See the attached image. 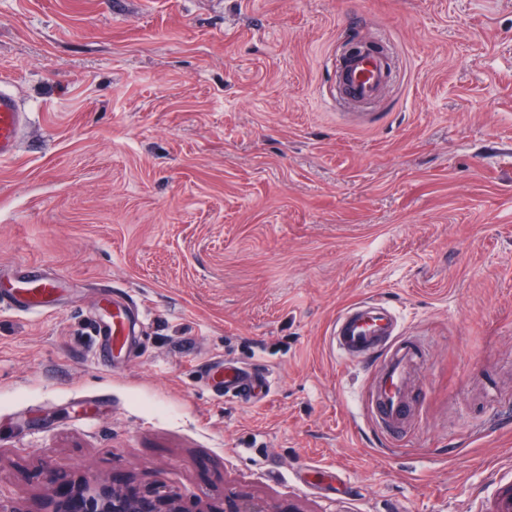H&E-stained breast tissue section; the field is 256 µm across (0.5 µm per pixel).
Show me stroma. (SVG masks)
Returning <instances> with one entry per match:
<instances>
[{
  "mask_svg": "<svg viewBox=\"0 0 512 512\" xmlns=\"http://www.w3.org/2000/svg\"><path fill=\"white\" fill-rule=\"evenodd\" d=\"M394 79L342 124L351 43ZM0 84L29 121L0 165V497L42 458L189 499L302 512H500L512 491V0H0ZM134 343L95 326L107 297ZM391 305L423 354L407 437L362 397L378 361L329 330ZM271 374L257 404L206 374ZM15 288L10 304L27 312L41 309L51 303L57 294L59 281L39 264H23L14 269ZM104 312L100 326L104 325L107 328L115 346L123 347L131 334L135 320L139 317L138 310L117 301L112 296V306L104 308Z\"/></svg>",
  "mask_w": 512,
  "mask_h": 512,
  "instance_id": "stroma-1",
  "label": "stroma"
}]
</instances>
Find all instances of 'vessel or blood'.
I'll return each mask as SVG.
<instances>
[{
	"instance_id": "1",
	"label": "vessel or blood",
	"mask_w": 512,
	"mask_h": 512,
	"mask_svg": "<svg viewBox=\"0 0 512 512\" xmlns=\"http://www.w3.org/2000/svg\"><path fill=\"white\" fill-rule=\"evenodd\" d=\"M344 76L353 99L367 103L376 99L393 81L394 71L381 53L370 50L350 58ZM26 123L27 114L17 98L0 88L1 164L15 157ZM14 276L12 306L33 312L54 300L59 281L41 265L15 267ZM138 317V310L118 301L106 307L102 323L114 345L126 344ZM329 341L332 350L347 360L377 352L384 354L382 367L373 376L368 389V405L374 421L391 442L401 441L407 433L410 416L408 382L420 353L403 339L396 310L372 300L354 303L333 323ZM271 387L269 373L249 371L230 362L224 365L223 389L226 392L246 390L259 401L269 395Z\"/></svg>"
}]
</instances>
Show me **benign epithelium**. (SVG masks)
I'll return each instance as SVG.
<instances>
[{
  "mask_svg": "<svg viewBox=\"0 0 512 512\" xmlns=\"http://www.w3.org/2000/svg\"><path fill=\"white\" fill-rule=\"evenodd\" d=\"M41 476L51 488L61 489L62 495L46 494L33 509L0 497V512H303L291 500L275 503L247 493L226 495L217 507L190 501L161 480L109 482L87 471L57 470L47 460Z\"/></svg>",
  "mask_w": 512,
  "mask_h": 512,
  "instance_id": "7a95c632",
  "label": "benign epithelium"
}]
</instances>
